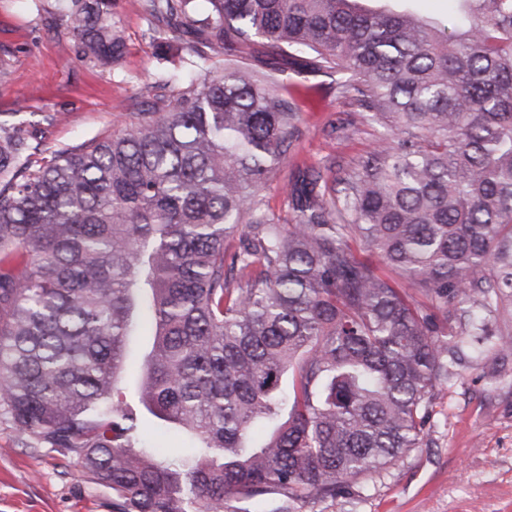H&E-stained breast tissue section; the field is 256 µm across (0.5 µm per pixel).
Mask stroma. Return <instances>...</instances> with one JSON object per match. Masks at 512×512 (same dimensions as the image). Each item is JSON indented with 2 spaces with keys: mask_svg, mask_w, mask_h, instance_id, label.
<instances>
[{
  "mask_svg": "<svg viewBox=\"0 0 512 512\" xmlns=\"http://www.w3.org/2000/svg\"><path fill=\"white\" fill-rule=\"evenodd\" d=\"M125 53L103 71L75 59L74 40L35 7L0 0V119L55 114L35 136L36 159L118 133L152 111L167 69L157 56L160 34L147 30L141 0H115ZM336 73H305L288 92L302 114L304 136L259 196L280 223L294 214L281 190L297 164L354 162L381 134L379 125L348 126L352 110ZM497 323L464 348L453 374L431 396L418 448L382 477L353 487L347 499L316 503L314 512H512V351L501 349ZM0 512H109L75 465L44 448L22 445L0 418Z\"/></svg>",
  "mask_w": 512,
  "mask_h": 512,
  "instance_id": "obj_1",
  "label": "stroma"
}]
</instances>
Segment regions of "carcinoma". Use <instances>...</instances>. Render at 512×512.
<instances>
[{"label":"carcinoma","instance_id":"cac0c4a2","mask_svg":"<svg viewBox=\"0 0 512 512\" xmlns=\"http://www.w3.org/2000/svg\"><path fill=\"white\" fill-rule=\"evenodd\" d=\"M39 2L78 61L123 57L114 0ZM198 2L143 0L190 58L138 123L40 163L0 122V414L111 512H302L419 447L466 337L512 304V0H451L445 23L409 0ZM226 44L244 63L218 71ZM302 54L385 132L297 168L280 224L258 191L303 136L281 93Z\"/></svg>","mask_w":512,"mask_h":512}]
</instances>
